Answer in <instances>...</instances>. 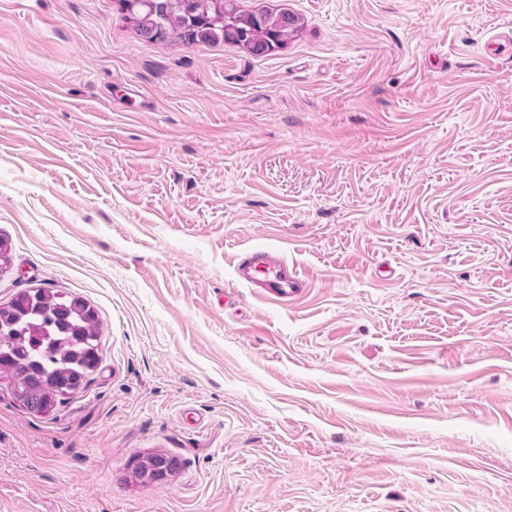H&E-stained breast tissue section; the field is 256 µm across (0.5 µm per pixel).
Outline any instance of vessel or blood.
I'll use <instances>...</instances> for the list:
<instances>
[{
    "label": "vessel or blood",
    "mask_w": 512,
    "mask_h": 512,
    "mask_svg": "<svg viewBox=\"0 0 512 512\" xmlns=\"http://www.w3.org/2000/svg\"><path fill=\"white\" fill-rule=\"evenodd\" d=\"M237 281L259 296L287 302L299 296L307 283L289 268L285 256L270 247H251L244 251L235 267Z\"/></svg>",
    "instance_id": "1"
}]
</instances>
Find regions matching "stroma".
<instances>
[{
  "label": "stroma",
  "mask_w": 512,
  "mask_h": 512,
  "mask_svg": "<svg viewBox=\"0 0 512 512\" xmlns=\"http://www.w3.org/2000/svg\"><path fill=\"white\" fill-rule=\"evenodd\" d=\"M239 4L301 28L0 0V303L104 330L56 414L0 386V512H512V0ZM254 245L307 291L239 285ZM122 11L125 13L128 20L134 23L137 30L141 32L142 27H144L147 24L153 25V26H167L171 32L170 38L167 40L170 41H220L221 38H214V39H198L194 37V35L190 34L187 37L186 28H184L185 21L180 26H170V18H168V15L164 13V11H160L157 9V12H154V9H149L143 5H135L133 8H129L127 10L122 9Z\"/></svg>",
  "instance_id": "1"
}]
</instances>
